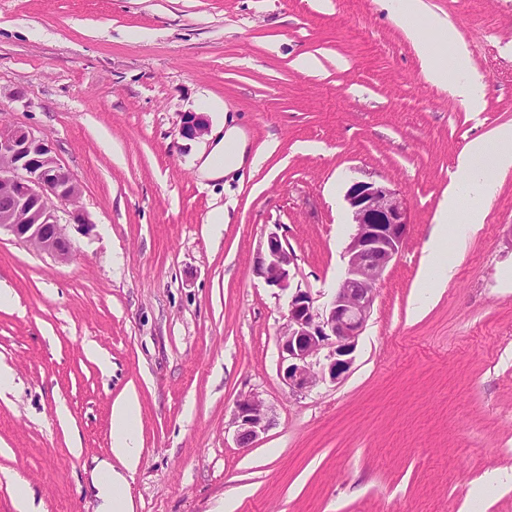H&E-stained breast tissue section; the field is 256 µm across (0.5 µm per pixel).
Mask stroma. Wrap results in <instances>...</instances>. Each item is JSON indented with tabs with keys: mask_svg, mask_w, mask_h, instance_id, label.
Returning a JSON list of instances; mask_svg holds the SVG:
<instances>
[{
	"mask_svg": "<svg viewBox=\"0 0 512 512\" xmlns=\"http://www.w3.org/2000/svg\"><path fill=\"white\" fill-rule=\"evenodd\" d=\"M483 77L472 113L428 83L382 0H0V124L49 135L91 233L59 263L0 236V512L6 474L43 512H97L112 404L140 403L134 512H512V171L455 275L412 316L425 246L460 154L512 126V0H425ZM302 54L318 71L295 68ZM241 127L259 168L200 178L184 113ZM409 207L347 377L280 376L288 296L252 270L270 233L325 306L345 276L349 187ZM223 209L224 226L209 218ZM270 428L241 448L235 402Z\"/></svg>",
	"mask_w": 512,
	"mask_h": 512,
	"instance_id": "1",
	"label": "stroma"
}]
</instances>
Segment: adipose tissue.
<instances>
[{"instance_id":"adipose-tissue-1","label":"adipose tissue","mask_w":512,"mask_h":512,"mask_svg":"<svg viewBox=\"0 0 512 512\" xmlns=\"http://www.w3.org/2000/svg\"><path fill=\"white\" fill-rule=\"evenodd\" d=\"M385 7L414 40L427 81L447 90L468 111H483L484 85L480 76L468 67L466 48L460 43L455 29L438 18L431 22L437 38L455 45L456 65L451 68L440 54L432 52L421 40L415 26L416 19L422 18L425 13L423 0H386ZM261 161V153H248L242 131L230 127L211 151L202 157L198 172L203 178L219 179L243 166H258ZM509 170H512V126L500 128L491 136L476 139L468 145L459 159L457 171L448 186V198L426 245V260L420 281L423 294L435 285L447 284L452 279L453 268L440 260L449 234L463 237L475 232L479 224L484 223V204L497 192V175ZM423 294L415 299V312H422L426 306ZM137 412L138 400L132 394L112 406L114 459L101 461L96 467L98 482L105 489L100 512L134 510L125 488L126 475L136 469L141 455L132 426Z\"/></svg>"}]
</instances>
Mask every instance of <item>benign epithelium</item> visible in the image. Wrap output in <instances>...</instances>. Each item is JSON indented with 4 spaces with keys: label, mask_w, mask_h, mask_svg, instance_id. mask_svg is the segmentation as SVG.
I'll use <instances>...</instances> for the list:
<instances>
[{
    "label": "benign epithelium",
    "mask_w": 512,
    "mask_h": 512,
    "mask_svg": "<svg viewBox=\"0 0 512 512\" xmlns=\"http://www.w3.org/2000/svg\"><path fill=\"white\" fill-rule=\"evenodd\" d=\"M181 131L189 139L207 132V122L183 115ZM80 187L58 162L50 137L31 128L0 125V232L63 262L73 244L59 213L84 233L93 223L78 205ZM354 232L347 246L345 279L331 301L318 310L311 294L291 288L292 254L278 234L271 233L254 257L252 272L288 293V320L279 335L280 374L293 391L346 377L384 273L402 250L409 226L408 205L384 182H356L346 193ZM329 348L328 364L319 355ZM238 446H250L270 426L269 408L256 394L237 399L233 411Z\"/></svg>",
    "instance_id": "obj_1"
}]
</instances>
